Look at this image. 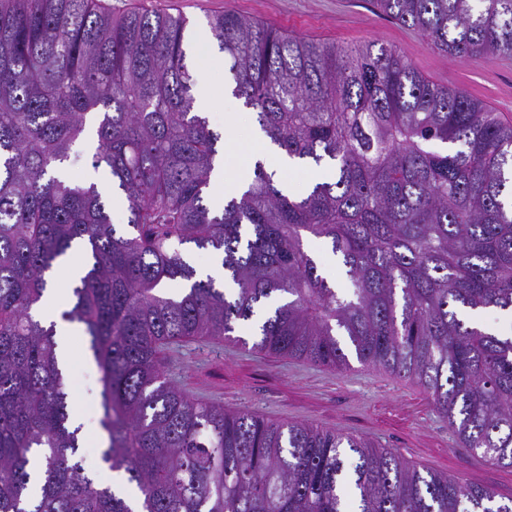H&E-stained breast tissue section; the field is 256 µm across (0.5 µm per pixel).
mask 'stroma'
I'll use <instances>...</instances> for the list:
<instances>
[{
  "label": "stroma",
  "mask_w": 512,
  "mask_h": 512,
  "mask_svg": "<svg viewBox=\"0 0 512 512\" xmlns=\"http://www.w3.org/2000/svg\"><path fill=\"white\" fill-rule=\"evenodd\" d=\"M113 11L147 10L183 15L206 23L233 13L271 25L291 36L357 46L374 41L403 52L433 82L459 87L512 123V57L458 62L424 37L377 13L369 0H103ZM190 68L201 69L217 96L205 115L211 128L234 125L236 158L255 148L257 123L225 88L224 70L209 55L189 49ZM66 385L69 406L80 407L91 431H99L101 384L98 368L75 339ZM162 363L191 396L225 410H249L274 422H306L392 449L404 462L493 489L512 500V468L473 457L446 422L433 413L419 385L383 370L353 365L346 371L315 367L234 343L198 340L165 351Z\"/></svg>",
  "instance_id": "obj_1"
}]
</instances>
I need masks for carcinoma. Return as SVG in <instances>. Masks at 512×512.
I'll return each mask as SVG.
<instances>
[{"label": "carcinoma", "instance_id": "1", "mask_svg": "<svg viewBox=\"0 0 512 512\" xmlns=\"http://www.w3.org/2000/svg\"><path fill=\"white\" fill-rule=\"evenodd\" d=\"M372 4L451 59L512 56V0ZM186 27L101 0H0V512H133L84 472L56 323L33 314L71 250L83 269L61 318L88 337L101 460L141 512H512L367 440L194 399L161 365L196 338L247 345L236 330L264 308L252 348L414 382L464 447L512 468V338L465 318L512 312V124L395 49L218 15L231 95L331 180L296 196L258 161L215 208L221 135L195 104ZM81 140L105 182L60 176ZM193 247L221 257L231 287L197 278ZM308 249L315 257L319 268L326 273L332 281H335L339 286L346 284V277L337 264V259L336 262L334 261V256L330 249L320 241L309 242Z\"/></svg>", "mask_w": 512, "mask_h": 512}]
</instances>
